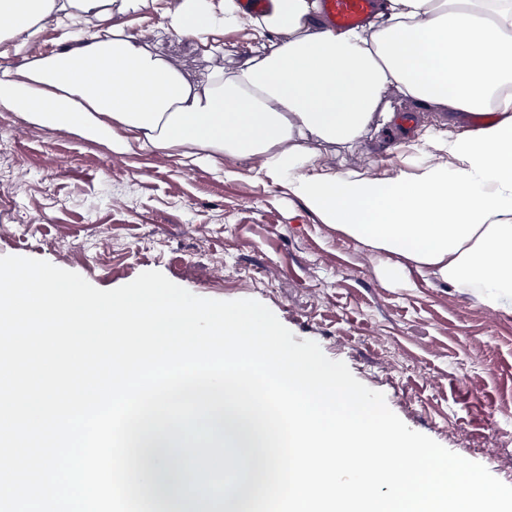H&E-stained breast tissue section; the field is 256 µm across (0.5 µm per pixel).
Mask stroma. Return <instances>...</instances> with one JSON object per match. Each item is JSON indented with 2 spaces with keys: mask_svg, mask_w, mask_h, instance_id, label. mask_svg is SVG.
Masks as SVG:
<instances>
[{
  "mask_svg": "<svg viewBox=\"0 0 512 512\" xmlns=\"http://www.w3.org/2000/svg\"><path fill=\"white\" fill-rule=\"evenodd\" d=\"M222 54L191 39L151 40L192 83L233 67L247 30L225 32ZM392 104L403 128H368L353 145L323 147L333 168L372 177L415 175L425 130L453 133L470 114ZM42 259L110 290L148 270L209 299H254L295 342L344 362L411 429L512 485V311L477 292L383 277L377 255L324 224L286 188L250 174L227 178L149 153H113L0 110V256Z\"/></svg>",
  "mask_w": 512,
  "mask_h": 512,
  "instance_id": "obj_1",
  "label": "stroma"
}]
</instances>
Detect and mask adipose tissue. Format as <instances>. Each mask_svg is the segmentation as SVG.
<instances>
[{
	"instance_id": "1",
	"label": "adipose tissue",
	"mask_w": 512,
	"mask_h": 512,
	"mask_svg": "<svg viewBox=\"0 0 512 512\" xmlns=\"http://www.w3.org/2000/svg\"><path fill=\"white\" fill-rule=\"evenodd\" d=\"M320 11V0H270L259 15L239 0H0L10 21L0 56L25 57L0 70V109L118 154L218 172L236 161L382 253L384 275L402 276L409 261L425 281L479 289L485 305L512 311V0H381L344 30ZM152 14L149 36L132 32ZM48 20L55 50L25 56ZM233 29L251 38L237 65L199 84L147 42L183 37L216 55ZM393 92L427 110L497 117L422 138L450 162L414 176L326 167L311 141L352 144L369 125L394 123Z\"/></svg>"
}]
</instances>
